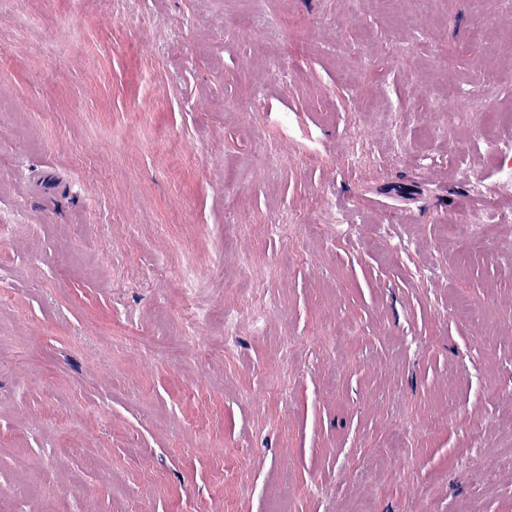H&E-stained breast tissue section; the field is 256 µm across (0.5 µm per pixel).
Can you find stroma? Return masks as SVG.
I'll return each instance as SVG.
<instances>
[{"label": "stroma", "instance_id": "obj_1", "mask_svg": "<svg viewBox=\"0 0 512 512\" xmlns=\"http://www.w3.org/2000/svg\"><path fill=\"white\" fill-rule=\"evenodd\" d=\"M489 137L512 0H0V512H512Z\"/></svg>", "mask_w": 512, "mask_h": 512}]
</instances>
